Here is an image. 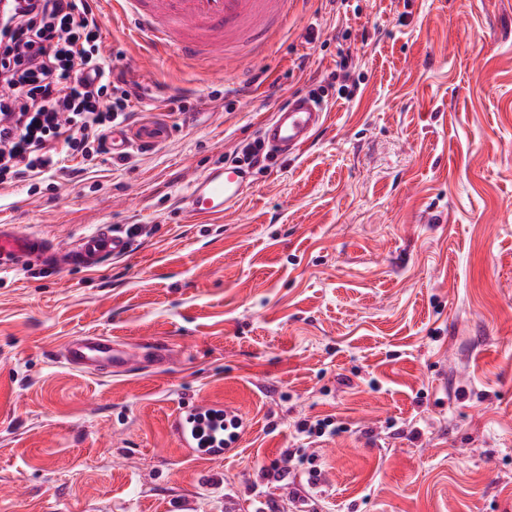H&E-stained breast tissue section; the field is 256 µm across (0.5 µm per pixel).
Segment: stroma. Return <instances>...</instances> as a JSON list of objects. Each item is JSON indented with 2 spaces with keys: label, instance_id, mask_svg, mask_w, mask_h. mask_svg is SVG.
<instances>
[{
  "label": "stroma",
  "instance_id": "1",
  "mask_svg": "<svg viewBox=\"0 0 512 512\" xmlns=\"http://www.w3.org/2000/svg\"><path fill=\"white\" fill-rule=\"evenodd\" d=\"M112 2L103 52L152 91L123 155L17 180L0 224L62 243L109 224L133 248L0 273V512H253L283 495L262 468L325 417L343 430L318 443V512H512V0H291L269 49L220 71L133 41ZM316 89L309 147L191 221L192 180ZM88 333L174 358L109 376L52 356ZM200 397L248 423L224 459L171 433Z\"/></svg>",
  "mask_w": 512,
  "mask_h": 512
}]
</instances>
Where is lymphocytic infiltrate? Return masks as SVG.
Here are the masks:
<instances>
[{
  "instance_id": "obj_1",
  "label": "lymphocytic infiltrate",
  "mask_w": 512,
  "mask_h": 512,
  "mask_svg": "<svg viewBox=\"0 0 512 512\" xmlns=\"http://www.w3.org/2000/svg\"><path fill=\"white\" fill-rule=\"evenodd\" d=\"M100 20L90 0H8L0 9V189L18 174L42 180L65 161L96 166L108 136L127 123L135 90L100 51ZM294 449L267 470L268 480L300 495L319 485L316 453L298 472Z\"/></svg>"
}]
</instances>
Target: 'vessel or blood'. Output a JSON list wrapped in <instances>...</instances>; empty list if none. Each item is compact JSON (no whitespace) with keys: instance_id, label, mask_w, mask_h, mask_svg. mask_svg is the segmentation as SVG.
<instances>
[{"instance_id":"b4317fda","label":"vessel or blood","mask_w":512,"mask_h":512,"mask_svg":"<svg viewBox=\"0 0 512 512\" xmlns=\"http://www.w3.org/2000/svg\"><path fill=\"white\" fill-rule=\"evenodd\" d=\"M133 21L131 36L159 55L170 53L200 60L218 68L231 49H256L259 33L282 26L288 16V0H115ZM328 121V114L302 96L291 98L287 107L274 111L262 126L264 140L285 155L300 154L314 134ZM245 172L236 166H218L197 176L184 201L193 218L222 217L243 198ZM128 236L113 231L111 225L98 226L79 238L76 246L57 243L24 232L15 224H0V271L18 270L34 264L60 271L73 262L94 267L110 257L128 254ZM57 356L70 368L90 374H115L136 362L165 366L171 356L161 344L131 347L111 337L92 334L75 336L61 343ZM224 407L200 399L185 405L172 422V431L181 447L196 456L220 458L237 446L242 430H234L225 440L202 438L207 416L223 413Z\"/></svg>"}]
</instances>
